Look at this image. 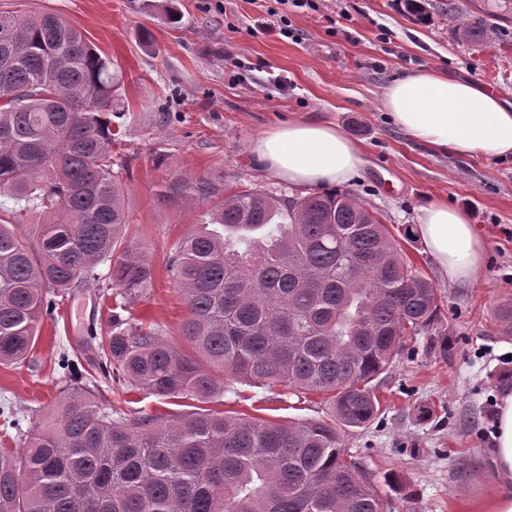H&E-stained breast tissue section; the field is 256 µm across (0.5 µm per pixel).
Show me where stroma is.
Returning <instances> with one entry per match:
<instances>
[{"instance_id":"stroma-1","label":"stroma","mask_w":512,"mask_h":512,"mask_svg":"<svg viewBox=\"0 0 512 512\" xmlns=\"http://www.w3.org/2000/svg\"><path fill=\"white\" fill-rule=\"evenodd\" d=\"M176 4L181 19L166 9ZM447 0H425L427 22L401 0H0V12L55 13L81 31L123 74L125 113L112 147L129 168V232L143 247L155 286L117 300L91 281L60 299L44 320L26 364L0 366V413L19 418L0 445L20 452L24 432L49 416L64 390L61 354L75 374L97 373V344L112 311L159 323L185 348V305L166 266L175 242L203 222L211 202L187 206L165 195L181 176L219 187L251 185L286 195L251 159L256 135L298 118L336 125L362 149L366 165L344 188L377 211L403 255L442 298L437 325L406 337L401 354L375 381L380 410L343 446L378 486L384 512H471L498 490L484 431L495 426L502 394L512 392V332L498 312L512 307V156L459 157L411 140L381 105L385 88L430 67L468 79L512 101V21L486 47L454 41ZM286 16L290 36L265 31L268 12ZM440 200L464 208L487 241L486 277L449 284L415 232L417 208ZM118 412L160 417L210 407L274 423L323 418L325 395L225 380L209 405L143 391L112 396Z\"/></svg>"}]
</instances>
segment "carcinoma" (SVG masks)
<instances>
[{
	"label": "carcinoma",
	"instance_id": "obj_1",
	"mask_svg": "<svg viewBox=\"0 0 512 512\" xmlns=\"http://www.w3.org/2000/svg\"><path fill=\"white\" fill-rule=\"evenodd\" d=\"M453 39L489 44L487 19H512V0L459 16ZM122 73L52 13H0V364H20L53 296L101 276L138 298L154 270L126 235V188L113 170L112 113ZM166 191L193 202L219 194L203 179ZM43 216L24 223L23 214ZM189 232L168 273L186 305L181 335L112 313L98 343L102 380L67 385L26 451L0 448V512H381L372 479L341 434L374 419L372 381L404 337L434 325L440 296L408 263L369 206L344 191L304 197L240 186ZM253 386L330 393L325 419L286 424L206 409L169 418L113 417L101 400L144 390L206 403L214 372Z\"/></svg>",
	"mask_w": 512,
	"mask_h": 512
}]
</instances>
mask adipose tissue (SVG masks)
Wrapping results in <instances>:
<instances>
[{"label":"adipose tissue","instance_id":"ef3b65f1","mask_svg":"<svg viewBox=\"0 0 512 512\" xmlns=\"http://www.w3.org/2000/svg\"><path fill=\"white\" fill-rule=\"evenodd\" d=\"M382 107L413 140L459 156L512 154V103L470 80L422 68L393 81ZM249 151L269 177L319 189L348 182L364 165L360 147L335 125L298 119L263 132ZM416 230L449 284H478L484 242L466 211L433 201L417 210ZM490 460L499 493L476 512H512V393L499 401Z\"/></svg>","mask_w":512,"mask_h":512}]
</instances>
